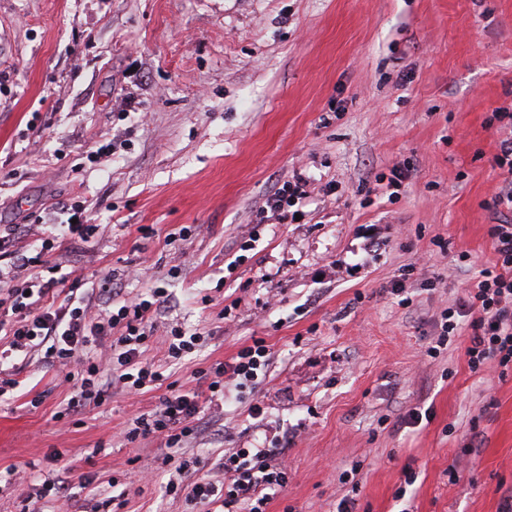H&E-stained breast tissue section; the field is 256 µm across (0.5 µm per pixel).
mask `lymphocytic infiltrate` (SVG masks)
Returning <instances> with one entry per match:
<instances>
[{
    "instance_id": "obj_1",
    "label": "lymphocytic infiltrate",
    "mask_w": 512,
    "mask_h": 512,
    "mask_svg": "<svg viewBox=\"0 0 512 512\" xmlns=\"http://www.w3.org/2000/svg\"><path fill=\"white\" fill-rule=\"evenodd\" d=\"M494 116L502 138L493 165L503 179L493 204L506 218L489 227L494 263L466 290L462 307L473 316L466 350L471 370L493 362L505 372L512 369V112L499 108ZM70 215L65 224H30L21 233L13 227L0 233V337L6 340L0 347V397L21 385L17 356L37 351L57 369L69 392L56 421L100 406L116 388L139 395L162 387L166 393L158 409L135 417L125 438L133 444L159 437L165 447L182 448L196 434L205 403L222 400L231 386L258 391L271 349L264 338H253L229 359L199 369L204 390L184 388L171 368L202 345L203 334L175 322L164 336H156L153 318L168 308L165 288L129 297L111 273L74 277L52 262L59 240L87 242L100 231L82 210ZM156 343L164 357L153 362L145 353ZM174 464L177 477L166 484V493L207 512H266L288 485V467L276 447L231 449L204 476L197 473V458L181 456ZM4 481L26 486L29 504L47 498L65 502L73 496L64 481L38 480L15 467L7 470Z\"/></svg>"
}]
</instances>
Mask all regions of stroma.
Segmentation results:
<instances>
[{
    "label": "stroma",
    "instance_id": "obj_1",
    "mask_svg": "<svg viewBox=\"0 0 512 512\" xmlns=\"http://www.w3.org/2000/svg\"><path fill=\"white\" fill-rule=\"evenodd\" d=\"M499 107L512 109V0H0V225L82 209L105 230L67 244L64 271L138 269L127 292L166 288L171 318L207 333L209 361L266 339L258 396L227 394L225 430L205 424L185 453L210 468L279 441L288 486L267 512H336L358 460L357 512H498L512 374L470 371L466 317L443 354L426 349L436 314L494 259ZM403 163L411 176L389 197L375 177ZM297 172L310 179L301 219L259 224ZM192 224L204 230L180 254L166 236ZM228 296L242 300L229 327ZM20 377L25 390L0 401V471L46 473L57 448L70 452L60 477L88 480L39 512H92L115 477L122 512H203L164 496L168 473L142 481L162 439H123L159 391L113 392L64 426L55 370L34 353ZM419 407L430 419L406 424ZM407 467L418 479L399 503Z\"/></svg>",
    "mask_w": 512,
    "mask_h": 512
}]
</instances>
